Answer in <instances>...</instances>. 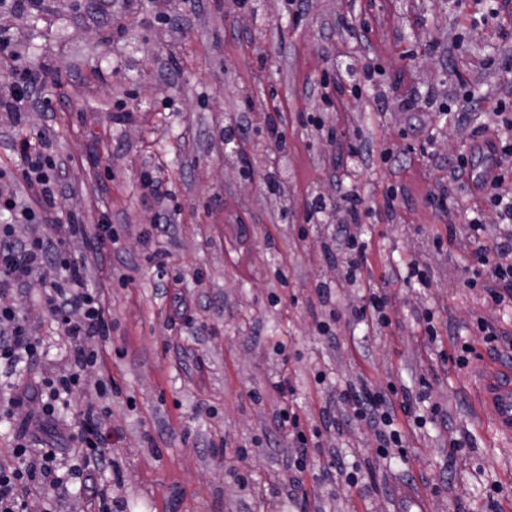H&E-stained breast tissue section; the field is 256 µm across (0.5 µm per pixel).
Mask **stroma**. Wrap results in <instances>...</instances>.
<instances>
[{
  "instance_id": "1",
  "label": "stroma",
  "mask_w": 512,
  "mask_h": 512,
  "mask_svg": "<svg viewBox=\"0 0 512 512\" xmlns=\"http://www.w3.org/2000/svg\"><path fill=\"white\" fill-rule=\"evenodd\" d=\"M89 6L41 0L0 14V38L20 69L63 78L62 88L46 85L43 103H23L21 124L0 111V170L20 172L10 150L16 133L49 135L69 163L60 222L91 227L105 216L119 237L103 260L82 236L67 249L85 259L87 285L104 292L111 312L109 339L88 342L103 362L86 370L80 401L112 434L125 512H392L407 489L425 494L427 512H512V453L480 406L476 376L485 364L512 373V305L467 284L475 243L500 227L473 240L465 213L447 216L427 200L449 184V163L467 153L491 101L512 85V33L479 23L481 0H298L290 9L261 0L260 18L238 0H110L107 26ZM269 43L279 47L270 63L262 57ZM168 52L177 61L170 75L157 64ZM339 55L377 69L374 86L325 95L336 72L324 59ZM400 82L415 88L414 111L402 107ZM458 103L471 107L468 125L456 121ZM278 112L284 155L268 126ZM241 115L244 153H225L221 131ZM357 131L373 152L366 165L344 160ZM146 171L164 192L147 208ZM449 186L458 199L472 192L466 182ZM319 191L365 198L364 278L386 287L389 327L349 319L363 289L344 283L330 248L336 226L305 221ZM389 192L397 195L391 213ZM165 213L168 235L145 240ZM228 224L240 227L230 239ZM151 249L165 252V270L147 265ZM415 259L427 264L428 285L408 278ZM25 310L45 353L19 366L21 385L64 367L70 350L51 311ZM424 310L436 338L418 320ZM318 314L335 315V341L317 335ZM480 317L498 341H486ZM103 374L118 387L109 399L94 391ZM362 377L410 398L427 424L406 426L404 456L375 466L371 492L351 493L323 481L321 451L373 460L374 432L341 417L340 394ZM282 379L291 394L276 390ZM285 406L314 451L298 476L288 470L296 449L276 420ZM87 473L88 487L72 488L70 501L48 492L29 512H69L110 481L96 467Z\"/></svg>"
}]
</instances>
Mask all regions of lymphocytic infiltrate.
<instances>
[{"mask_svg":"<svg viewBox=\"0 0 512 512\" xmlns=\"http://www.w3.org/2000/svg\"><path fill=\"white\" fill-rule=\"evenodd\" d=\"M0 76L12 86L20 87L22 97H0V108L18 111L23 97L33 96L39 88L40 78L34 73L18 72L12 53L0 44ZM493 131L470 144L469 156L457 157L448 167L452 182H471L476 204L470 205L473 217L469 221L472 231L483 229L477 212L480 204H488L496 213L497 223L508 230L497 235L488 246L474 252V258L484 275L482 288L496 303L512 300V197L501 194L502 185L512 180V89L500 97L491 113ZM12 148L22 164L23 185L38 202L31 208L13 192L0 194V211L8 212L12 220H20L34 227L33 233L22 241H12L10 223L0 225V296L26 293L37 279L39 269L48 262L60 268V275L45 285L41 294L59 318V329L71 344L70 360L66 368L42 379L35 386L19 388L12 384L0 385V398L9 407L28 401H38L45 417H54L60 401H73L84 386V370L101 363L99 350L86 348L84 342L92 337L103 338L110 333L109 310L103 292L86 286L84 266L67 255L68 238L87 233L84 225L58 223L54 215L55 201L61 191L64 164L52 151L39 149L25 137H15ZM495 154L497 166L486 179L477 180L469 162L470 156ZM320 210L340 211L343 221L336 232V249L347 261V279L362 282L367 246L360 238L358 227L367 212L366 201L357 193L327 196L321 200ZM41 344L23 310L18 306H0V368L12 369L18 363L39 357ZM342 403L357 421L371 428L378 441L376 459H388L403 450V429L400 416L412 417L414 423L425 419L413 415L410 401L394 406L389 394L367 386L346 389ZM76 430L74 463L66 476H58V458L51 448L32 450L25 425H18L13 454L14 466L0 467V512H27L28 498L47 490L62 491L68 480L83 479L86 467L96 465L111 469L112 481L122 485L120 469L112 465L109 448L110 436L97 422L95 407L75 410Z\"/></svg>","mask_w":512,"mask_h":512,"instance_id":"1","label":"lymphocytic infiltrate"}]
</instances>
